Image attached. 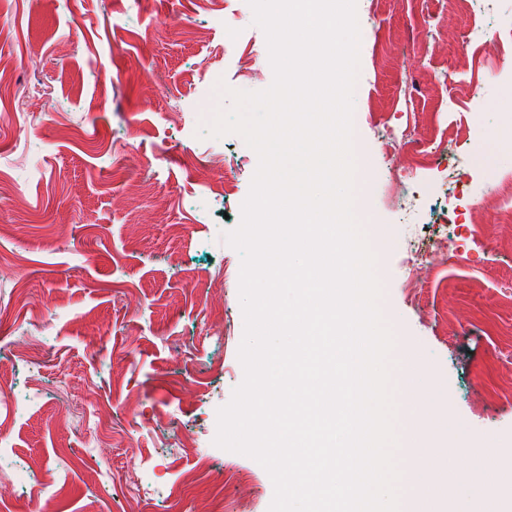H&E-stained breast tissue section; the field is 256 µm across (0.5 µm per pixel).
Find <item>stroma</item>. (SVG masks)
Returning <instances> with one entry per match:
<instances>
[{
	"label": "stroma",
	"mask_w": 512,
	"mask_h": 512,
	"mask_svg": "<svg viewBox=\"0 0 512 512\" xmlns=\"http://www.w3.org/2000/svg\"><path fill=\"white\" fill-rule=\"evenodd\" d=\"M356 140L362 187L381 234L385 315L403 348L431 366L424 398L473 436L512 446V402L475 400L512 375V248L479 207L493 175L476 145L506 127L500 101L512 63L486 48L512 42V0H357ZM0 367L11 370L0 422L12 466L0 512H225L241 498L268 512L274 494L254 459L214 445L217 411L244 377L241 257L223 235L241 219L258 156L206 121L231 101L218 80L260 91L273 81L265 35L247 0H0ZM479 87L470 96V87ZM407 134L444 161L418 171L416 200H391ZM480 234L435 269L420 306L404 282L418 245L455 238L442 213ZM39 356L30 366V356ZM99 408L103 438L85 442L58 414ZM192 433L206 457L182 454ZM83 456L81 472L69 464ZM67 477L49 501L21 475ZM211 469L222 488L179 490L182 472Z\"/></svg>",
	"instance_id": "obj_1"
}]
</instances>
